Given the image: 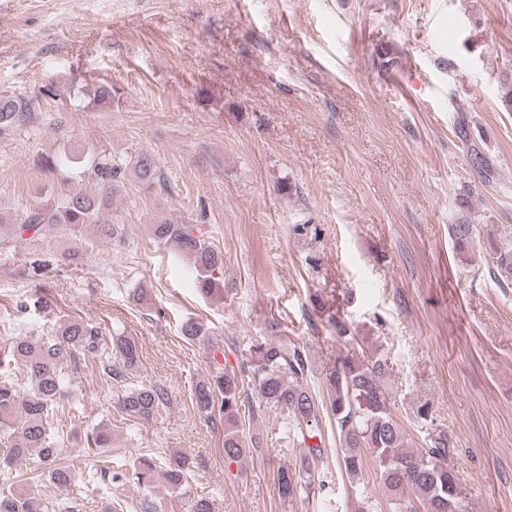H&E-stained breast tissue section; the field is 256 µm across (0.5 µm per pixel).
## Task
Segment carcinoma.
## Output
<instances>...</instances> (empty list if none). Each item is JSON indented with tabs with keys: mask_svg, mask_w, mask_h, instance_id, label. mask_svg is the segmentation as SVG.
<instances>
[{
	"mask_svg": "<svg viewBox=\"0 0 512 512\" xmlns=\"http://www.w3.org/2000/svg\"><path fill=\"white\" fill-rule=\"evenodd\" d=\"M37 105L32 99L0 96V136L7 135L27 122ZM88 162L87 171L98 190L86 191L80 184L69 185L59 198L48 199L3 223L0 216V257L8 260L30 250L43 235L45 227L56 226L75 236L86 224L97 225L99 242L107 246L116 238L114 224L100 221L112 205V193L125 185L126 179L138 187H167L154 158L141 152L131 167L116 164L106 152L86 154L77 147L71 151L70 162ZM153 236L163 248L193 260L194 285L207 297L224 294V254L209 242L204 224H176L161 219L152 225ZM494 271L512 276V250L493 247ZM328 322L336 331V341L344 346L358 343L355 328L343 313L329 315ZM182 333L190 340H203L208 329L203 323L188 320ZM98 334L88 325L68 321L48 339L28 336L16 338L8 354L0 358V445L6 449L4 461L12 462L36 452L45 473L60 490L71 487L74 475L60 463L64 440L52 430L54 417L64 410L63 369L76 352L93 354L98 349ZM113 351L122 368L131 370L138 361L136 344L125 338L112 340ZM304 357L299 348H287L272 340H255L241 363L229 365L219 360L217 351L210 353V373L194 388L198 410L210 417L224 414V456L236 461L247 452L259 451L257 438L246 436L245 399L253 392L260 403L283 415L288 437L305 446V454L292 467L278 469L275 485L278 497L292 502L308 496L316 487H325L326 480L316 473L314 459L322 448L306 444L316 437L319 424V402L303 382ZM391 371L388 358L371 353L351 352L336 357L325 374L327 402L325 411L334 418L336 437L343 448L341 468L353 481L362 472L365 458H370L378 488L391 512H409L411 499L422 504L425 512H463L464 496L455 474L448 468L451 452L448 437L438 434L430 446L418 448L391 408V396L384 378ZM123 409L143 419H150L164 407L163 393L155 386L125 387L121 397ZM112 433L97 427L84 435L83 446L108 448ZM188 461L173 455L157 466L141 457L134 460L132 470L109 467L103 461L100 473L108 482L123 486L128 477L138 482L162 479L178 492L185 484ZM0 512H36V504L28 494L13 485L0 488Z\"/></svg>",
	"mask_w": 512,
	"mask_h": 512,
	"instance_id": "carcinoma-1",
	"label": "carcinoma"
}]
</instances>
